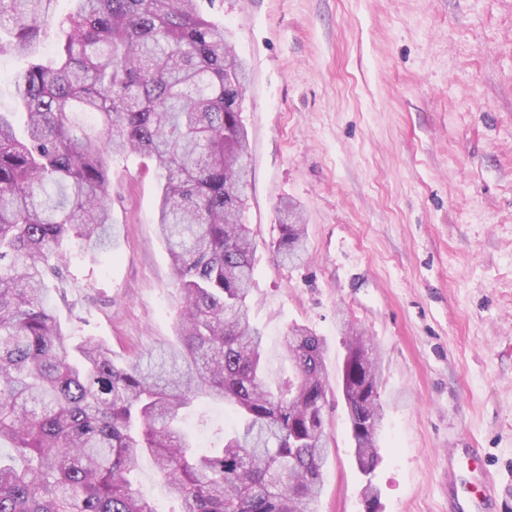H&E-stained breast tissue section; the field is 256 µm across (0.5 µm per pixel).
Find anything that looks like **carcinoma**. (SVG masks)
Here are the masks:
<instances>
[{
	"mask_svg": "<svg viewBox=\"0 0 512 512\" xmlns=\"http://www.w3.org/2000/svg\"><path fill=\"white\" fill-rule=\"evenodd\" d=\"M56 2L0 0V55L28 59L12 76L23 129L0 112V512H158L133 485L146 457L179 512H318L323 340L291 327L292 376L273 389L247 303L245 62L200 0ZM127 153L161 176L157 227L179 298L175 340L119 364L92 336L68 342L47 283L66 239L112 243L109 159ZM278 212L276 253L299 261L297 208ZM341 381L375 512L381 371L358 330ZM200 401L235 409L218 448L195 449L181 426Z\"/></svg>",
	"mask_w": 512,
	"mask_h": 512,
	"instance_id": "carcinoma-1",
	"label": "carcinoma"
}]
</instances>
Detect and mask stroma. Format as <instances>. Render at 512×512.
I'll use <instances>...</instances> for the list:
<instances>
[{"label": "stroma", "instance_id": "35a3bbf8", "mask_svg": "<svg viewBox=\"0 0 512 512\" xmlns=\"http://www.w3.org/2000/svg\"><path fill=\"white\" fill-rule=\"evenodd\" d=\"M208 16L249 70L248 305L267 383L291 326L325 345L320 512L366 510L339 387L349 327L382 367L378 512H448L469 448L512 512V0H223ZM109 168L112 248L69 245L51 298L71 342L96 337L120 363L173 341L177 290L153 163ZM283 200L305 224L297 264L272 246Z\"/></svg>", "mask_w": 512, "mask_h": 512}]
</instances>
